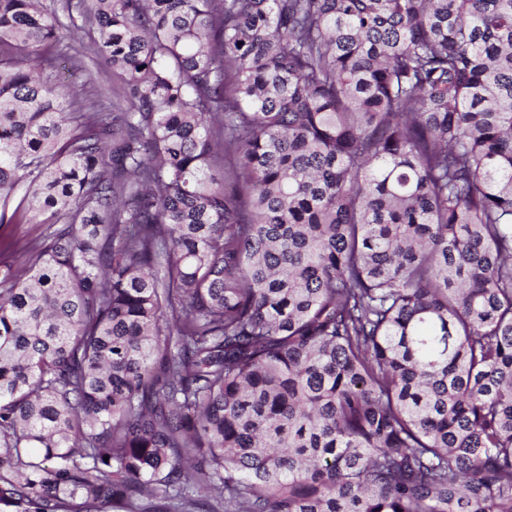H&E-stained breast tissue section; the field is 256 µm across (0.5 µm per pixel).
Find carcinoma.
I'll list each match as a JSON object with an SVG mask.
<instances>
[{"label":"carcinoma","instance_id":"1","mask_svg":"<svg viewBox=\"0 0 512 512\" xmlns=\"http://www.w3.org/2000/svg\"><path fill=\"white\" fill-rule=\"evenodd\" d=\"M44 214L0 512H512V0H0V226ZM65 43L70 46V53L80 57L90 75V84L87 89L98 106L108 109L112 104V90L122 84V77L112 67L108 66L94 53V44L88 36L79 42H71L69 38Z\"/></svg>","mask_w":512,"mask_h":512}]
</instances>
